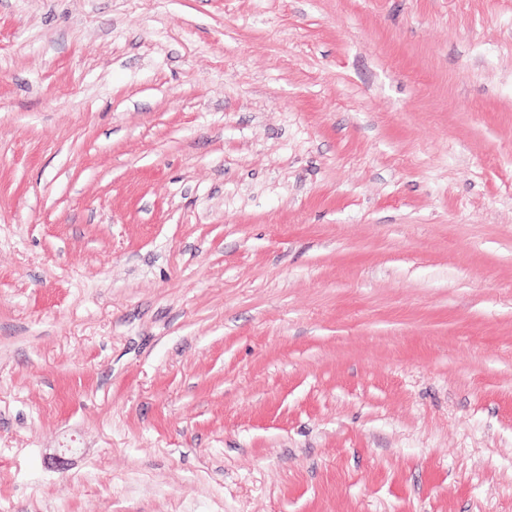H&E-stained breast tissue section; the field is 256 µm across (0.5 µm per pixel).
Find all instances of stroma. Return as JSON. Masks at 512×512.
Segmentation results:
<instances>
[{"label": "stroma", "mask_w": 512, "mask_h": 512, "mask_svg": "<svg viewBox=\"0 0 512 512\" xmlns=\"http://www.w3.org/2000/svg\"><path fill=\"white\" fill-rule=\"evenodd\" d=\"M0 512H512V0H0Z\"/></svg>", "instance_id": "1"}]
</instances>
